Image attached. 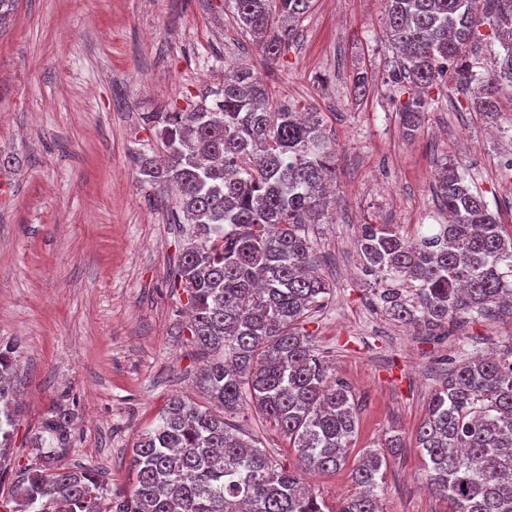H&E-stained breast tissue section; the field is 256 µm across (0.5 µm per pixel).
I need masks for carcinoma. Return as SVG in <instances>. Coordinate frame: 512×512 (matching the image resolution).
<instances>
[{
	"instance_id": "obj_1",
	"label": "carcinoma",
	"mask_w": 512,
	"mask_h": 512,
	"mask_svg": "<svg viewBox=\"0 0 512 512\" xmlns=\"http://www.w3.org/2000/svg\"><path fill=\"white\" fill-rule=\"evenodd\" d=\"M238 27L268 62L285 47V22L312 0H227ZM386 35L399 57L390 81L412 89L399 112L417 130L431 87L454 67L456 89L475 111L497 119L512 91V0H385ZM495 29L503 52L477 75L467 63ZM224 85L190 109L145 112L163 161L142 154L141 181L175 192L174 223L190 225L172 271L186 294L190 341L209 356L199 385L233 412L251 403L294 448L300 471L274 463L242 429L209 408L169 399L134 445L129 492L91 468L63 463L72 419L55 408L42 420L38 463L19 472L15 512H324L301 473L334 474L358 433L354 395L329 373L300 324L324 307L333 286L311 262L317 225L336 215V142L319 112L273 111L263 79L230 65ZM435 193L442 224H421L407 241L393 224H365L362 268L386 284L375 305L427 336H447L460 319L512 303V235L455 160L442 158ZM17 345H0V472L6 471L16 391ZM428 484L450 512H512V346L499 357L463 359L434 390L416 432ZM394 435L352 470L361 491L333 512H382L376 489Z\"/></svg>"
}]
</instances>
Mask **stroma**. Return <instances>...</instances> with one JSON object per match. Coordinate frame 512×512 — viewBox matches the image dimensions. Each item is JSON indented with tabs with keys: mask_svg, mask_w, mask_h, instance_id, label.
Listing matches in <instances>:
<instances>
[{
	"mask_svg": "<svg viewBox=\"0 0 512 512\" xmlns=\"http://www.w3.org/2000/svg\"><path fill=\"white\" fill-rule=\"evenodd\" d=\"M384 21L383 0H313L270 65L224 0H18L0 32V343L19 347L14 470L32 464L41 420L61 407L75 429L69 466L131 490L133 445L166 402L179 394L206 405L195 385L204 362L179 333L187 297L170 284L187 227L161 204L164 189L140 185L139 153L156 146L140 116L192 108L233 62L279 101L322 113L336 140V221L315 246L334 293L304 330L351 386L359 430L345 468L308 481L335 507L356 493L351 470L365 451L394 432L403 446L381 484L384 512H448L416 482L415 431L455 360L512 345V311L443 337L391 320L371 305L357 238L365 224L411 235L438 223L434 174L445 154L512 234V94L493 130L442 80L421 129L406 136L407 91L387 79L395 60ZM360 73L369 88L357 101ZM233 421L295 467L294 450L252 406Z\"/></svg>",
	"mask_w": 512,
	"mask_h": 512,
	"instance_id": "1",
	"label": "stroma"
}]
</instances>
